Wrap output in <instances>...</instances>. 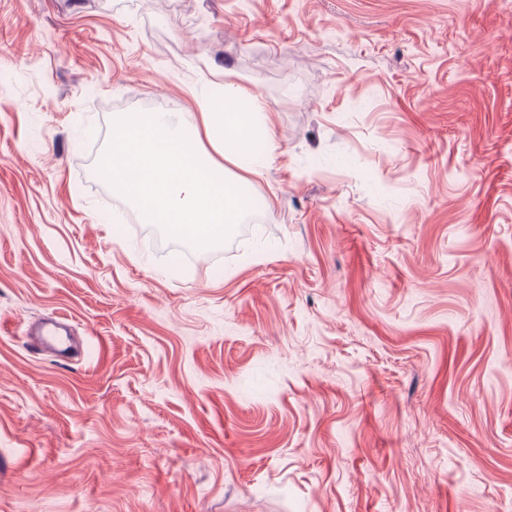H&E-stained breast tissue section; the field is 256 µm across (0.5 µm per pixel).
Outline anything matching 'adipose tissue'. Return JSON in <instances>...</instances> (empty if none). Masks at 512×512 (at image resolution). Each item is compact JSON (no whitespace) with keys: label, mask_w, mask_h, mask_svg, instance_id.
Instances as JSON below:
<instances>
[{"label":"adipose tissue","mask_w":512,"mask_h":512,"mask_svg":"<svg viewBox=\"0 0 512 512\" xmlns=\"http://www.w3.org/2000/svg\"><path fill=\"white\" fill-rule=\"evenodd\" d=\"M199 105L194 126L176 112L114 113L101 168L146 223L205 249L223 242L249 212L248 178L273 160L253 155L252 144L273 142L275 132L256 98L235 86Z\"/></svg>","instance_id":"1"}]
</instances>
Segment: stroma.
<instances>
[{
	"instance_id": "stroma-1",
	"label": "stroma",
	"mask_w": 512,
	"mask_h": 512,
	"mask_svg": "<svg viewBox=\"0 0 512 512\" xmlns=\"http://www.w3.org/2000/svg\"><path fill=\"white\" fill-rule=\"evenodd\" d=\"M227 83L181 270L99 164ZM0 512H512V0H0Z\"/></svg>"
}]
</instances>
